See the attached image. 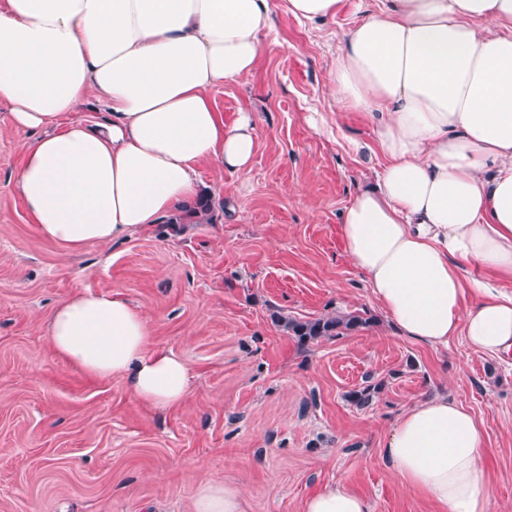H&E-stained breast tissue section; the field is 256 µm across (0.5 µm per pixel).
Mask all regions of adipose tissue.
<instances>
[{
	"label": "adipose tissue",
	"instance_id": "adipose-tissue-1",
	"mask_svg": "<svg viewBox=\"0 0 512 512\" xmlns=\"http://www.w3.org/2000/svg\"><path fill=\"white\" fill-rule=\"evenodd\" d=\"M339 39L329 84L364 112L385 159L341 234L402 334L433 347L463 336L512 355V294L468 279L512 278V0H378ZM269 0H0V103L32 132L16 187L41 234L77 250L143 232L190 204L197 167H249L253 114L225 125L217 84L255 69ZM106 115H70L88 100ZM147 317L119 294L78 290L55 308L52 347L89 374L121 377L141 402L172 407L190 373L148 351ZM485 431L456 400L407 410L384 444L390 467L441 512H487ZM194 512H243L237 485L206 483ZM303 512H371L342 482Z\"/></svg>",
	"mask_w": 512,
	"mask_h": 512
}]
</instances>
